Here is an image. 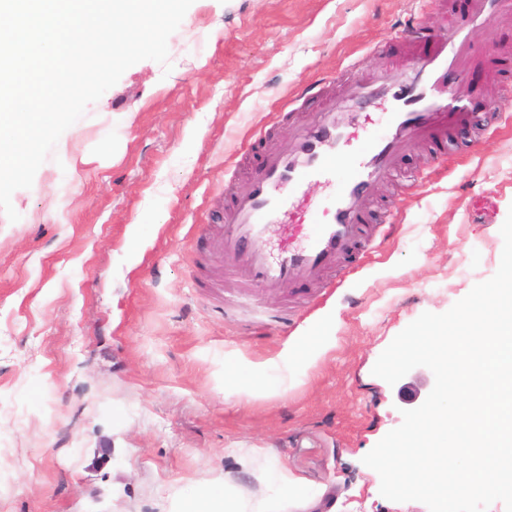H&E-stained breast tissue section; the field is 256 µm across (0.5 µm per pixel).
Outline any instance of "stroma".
<instances>
[{"label":"stroma","instance_id":"stroma-1","mask_svg":"<svg viewBox=\"0 0 512 512\" xmlns=\"http://www.w3.org/2000/svg\"><path fill=\"white\" fill-rule=\"evenodd\" d=\"M413 0H194L168 62L140 61L59 138L19 213H0V512H173L242 472L235 449L275 455L324 489L322 512H429L380 493L363 458L434 386L372 369L422 313L441 314L497 271L512 211V127L485 111L447 160L428 145L378 189L402 222L344 282L239 294L206 241L224 179L254 129L302 86L355 58L385 68ZM418 11V10H415ZM434 28L441 13L418 11ZM421 181H414L415 173ZM322 335L323 352L288 351ZM272 377L235 392L229 370ZM322 336H309L301 344L288 352V371L291 373L295 363L300 361H310L324 350Z\"/></svg>","mask_w":512,"mask_h":512}]
</instances>
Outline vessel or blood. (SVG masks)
<instances>
[{"label": "vessel or blood", "mask_w": 512, "mask_h": 512, "mask_svg": "<svg viewBox=\"0 0 512 512\" xmlns=\"http://www.w3.org/2000/svg\"><path fill=\"white\" fill-rule=\"evenodd\" d=\"M511 17L512 0H467L461 17L433 32L408 18L403 50L386 70L370 72L356 59L351 77L339 74L291 97L276 114L288 123V138L269 125L256 129L247 182L228 194L223 232L213 240L225 272L247 270L249 290L294 281L328 288L349 258L378 250L387 226L399 223L400 208L385 212L383 229L370 234L365 226L379 185L398 171L403 152L426 143L444 154L458 126L476 125L480 103L512 123V98L494 78L478 87L465 79L470 30ZM314 181L331 190L316 203L305 194ZM269 224L282 227L274 253L261 245Z\"/></svg>", "instance_id": "obj_1"}]
</instances>
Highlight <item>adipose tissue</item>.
Returning <instances> with one entry per match:
<instances>
[{"mask_svg": "<svg viewBox=\"0 0 512 512\" xmlns=\"http://www.w3.org/2000/svg\"><path fill=\"white\" fill-rule=\"evenodd\" d=\"M260 480L272 486V493L256 497L236 492L228 476L220 483L200 487L183 500L180 512H316L323 497L322 490L301 484L277 463L269 466Z\"/></svg>", "mask_w": 512, "mask_h": 512, "instance_id": "adipose-tissue-1", "label": "adipose tissue"}]
</instances>
